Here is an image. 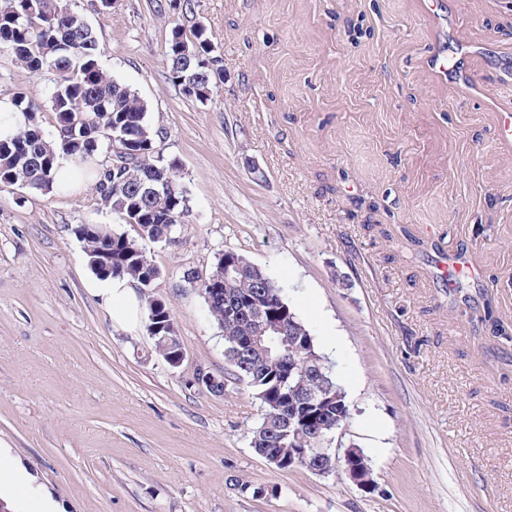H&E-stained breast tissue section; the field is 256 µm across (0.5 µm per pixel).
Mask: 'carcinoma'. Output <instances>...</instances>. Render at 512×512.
Listing matches in <instances>:
<instances>
[{"instance_id": "carcinoma-1", "label": "carcinoma", "mask_w": 512, "mask_h": 512, "mask_svg": "<svg viewBox=\"0 0 512 512\" xmlns=\"http://www.w3.org/2000/svg\"><path fill=\"white\" fill-rule=\"evenodd\" d=\"M0 46L29 72L54 74L49 104L57 120L55 131L46 134L40 106L21 92L13 96L11 105L28 115V124L0 139V185L25 181L30 190L64 192L70 184L57 177L60 159L78 157L91 164L112 142L124 147L126 165L91 166L85 174L94 179L101 204L135 227L137 237L102 224H81L77 234L98 275L128 276L138 284L156 352L166 360H180L172 310L151 292L159 269L141 242H169L188 213V199L176 161L155 154L156 131L147 118V104L100 68L97 36L67 0H0ZM168 57L171 81L182 89L192 85L190 97L200 103L224 82V62L211 64L215 50L203 26L196 27L191 40L183 38L181 28H173ZM157 177L167 189L144 195L138 183ZM200 293L223 333L232 378L250 387L260 401L251 447L257 454L273 449L285 470L295 449L304 448L308 463L303 468L310 469L336 424L350 417V405L336 377L325 369L309 329L285 301L282 288L234 251L218 255ZM233 300L267 309L270 318L285 325V333L275 342L256 335L253 323L230 313Z\"/></svg>"}]
</instances>
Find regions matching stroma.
I'll return each instance as SVG.
<instances>
[{
  "mask_svg": "<svg viewBox=\"0 0 512 512\" xmlns=\"http://www.w3.org/2000/svg\"><path fill=\"white\" fill-rule=\"evenodd\" d=\"M69 0L100 67L136 91L189 211L146 243L183 356L127 333L85 288L75 228L108 224L93 181L0 187V445L57 512H512V0ZM224 60L209 101L169 79L174 26ZM468 51L461 97L430 68ZM51 73L0 47V97L49 107ZM232 250L281 286L346 393L343 467L281 470L250 446L260 402L212 395L224 338L187 271ZM264 488L242 492L240 483ZM363 453L356 448L347 449L343 455L344 469L352 482L356 485L369 487L372 485V471L365 462ZM358 462L360 464L356 465Z\"/></svg>",
  "mask_w": 512,
  "mask_h": 512,
  "instance_id": "obj_1",
  "label": "stroma"
}]
</instances>
